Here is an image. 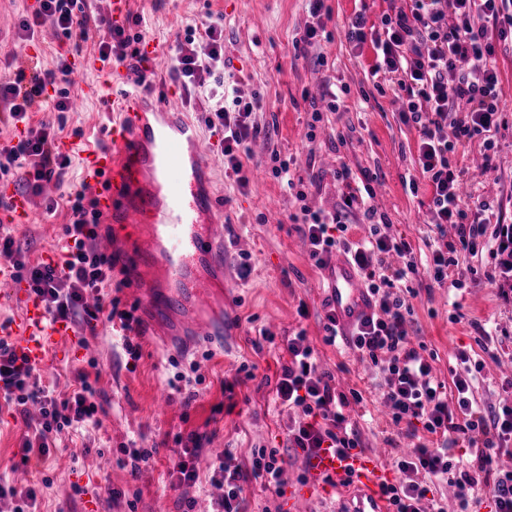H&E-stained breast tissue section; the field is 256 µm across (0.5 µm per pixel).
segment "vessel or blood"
<instances>
[{
    "instance_id": "vessel-or-blood-1",
    "label": "vessel or blood",
    "mask_w": 512,
    "mask_h": 512,
    "mask_svg": "<svg viewBox=\"0 0 512 512\" xmlns=\"http://www.w3.org/2000/svg\"><path fill=\"white\" fill-rule=\"evenodd\" d=\"M78 67L104 76L88 85L85 97L106 100L112 123L104 144L85 143L83 181L93 193L102 223L111 225L108 244L151 327L167 322L182 306L195 310L184 323L199 336L223 334L224 319L213 314L215 291L224 285V218L213 187L198 121L187 112L175 90L159 95L126 91L121 64L84 57ZM28 196L11 194L0 215L26 223ZM326 296L343 330L371 315L360 278L342 255L325 272ZM0 281L12 284V299L21 313L8 333L18 354L35 367L47 365L51 353L68 342V324L53 320L43 304L13 280L8 263L0 264ZM310 484L340 483L352 477L356 505L346 512H387L381 487L389 474L367 456L321 452L309 463Z\"/></svg>"
}]
</instances>
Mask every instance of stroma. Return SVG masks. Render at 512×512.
<instances>
[{
	"label": "stroma",
	"instance_id": "35a3bbf8",
	"mask_svg": "<svg viewBox=\"0 0 512 512\" xmlns=\"http://www.w3.org/2000/svg\"><path fill=\"white\" fill-rule=\"evenodd\" d=\"M404 0H326L331 18L326 37L304 43L311 22L309 0H132L131 15L142 19L143 39L161 51L157 72L170 79L174 49L187 27L204 30L211 22L224 25V58L244 99L260 96L262 106L252 114L260 132L251 143L246 165L251 181L239 186L224 171L220 149L207 160L214 168L224 201V247L233 260L224 278V335L158 336L142 332L140 357L131 360L121 347L120 327L99 322L96 336L72 324L67 345L39 371L43 386L57 395L69 393L76 370L96 369L94 400L102 425L63 433L50 459L22 457L25 428L13 408L0 399V480L23 490L37 491L38 512H183L184 497L196 499L195 512H210L222 491L211 480L219 455L245 461L256 448H276L286 459L283 486L309 481L306 460L288 446V426L302 413L280 405L272 389L287 355L284 337L304 332L323 367L344 387L362 390L366 415L359 428L365 453L392 468L396 451L389 441V417L371 387L375 371L346 342L325 341L324 272L309 257L308 246L292 228L290 214L299 205L286 183L272 172L271 154L291 159L295 177L309 182L305 203L314 210H334L342 188L334 181L337 167L347 166L354 177H369L375 189L373 205L392 236L407 238L419 265L409 288L415 292L408 333L414 343L433 354L438 379L450 382L452 356L468 350L483 362L475 392L478 404L490 408L512 405V283L504 280L500 257L485 251L459 254L465 273L461 287L434 283L425 267L436 234L430 224L431 191L421 180L418 133L399 120L402 103L392 94L378 93L372 67L371 43L354 46L346 37L347 23L357 11L369 21L402 6ZM20 5L9 0L0 22V75L20 69L57 65L61 37L44 25L34 41L19 37ZM327 67H318V57ZM500 106L503 121L490 137L497 149L486 160L482 140L459 149L453 160L466 184L493 201L494 214L512 225V44H497ZM345 89L339 111L312 123L310 101L324 88ZM112 121L99 99H89L78 112L45 109L31 113L30 126L53 124L58 142L102 137ZM418 178L411 194L405 181ZM27 223L9 230L23 254L41 259L60 251L66 241L68 206L60 195L32 196ZM248 255L251 273L240 279L237 260ZM211 358H204L205 350ZM198 370H191V363ZM255 366V377L225 394V382L235 380L240 365ZM197 372L202 382L195 401L170 387L174 375ZM193 431L210 441L198 459L199 480L188 493L171 486L169 471L178 447L171 439ZM159 445L158 455L125 465V448ZM121 493L119 500L104 487Z\"/></svg>",
	"mask_w": 512,
	"mask_h": 512
}]
</instances>
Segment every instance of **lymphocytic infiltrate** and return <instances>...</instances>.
Listing matches in <instances>:
<instances>
[{"label":"lymphocytic infiltrate","mask_w":512,"mask_h":512,"mask_svg":"<svg viewBox=\"0 0 512 512\" xmlns=\"http://www.w3.org/2000/svg\"><path fill=\"white\" fill-rule=\"evenodd\" d=\"M37 10L26 13L20 24L21 39L34 38L38 27L51 23L69 41L86 39L91 27L102 20L87 0H38ZM349 42L372 43L376 54L374 72L384 74L394 96L403 102L400 119L418 133V162L431 188L430 222L437 231L446 226L456 230L454 239L432 250L428 272L437 284L448 281V270L456 263L458 251L475 252L485 245L487 235L498 239L501 250L512 248V225L500 224L488 230L486 212L492 205L481 200L475 212H468L460 194L462 172L449 155L474 139L484 141L486 150L495 145L486 135L499 123V74L495 44L512 38V0H409L407 7L383 14L378 23L368 24L364 13H355L347 30ZM173 71L187 101L210 100L204 117L206 127L220 134L224 169L239 185L249 178L244 161L251 156L250 144L259 129L251 116L259 104L232 95L224 84V30L211 23L204 35L187 32L175 50ZM73 72L67 54H60L56 70H18L0 79V110L16 122L26 121L29 112L52 103L54 111L69 109L66 82ZM214 76L215 86L203 90L200 73ZM70 165L60 152L52 125L43 123L29 129L17 144L0 150V173L18 172L26 187L38 191L41 180ZM344 188L334 213L311 210L307 194L297 190L301 203L292 221L309 245V256L317 268H326L333 253L346 255L360 273L376 308L372 317L355 327L349 344L361 357L379 367L384 376L383 404L398 435L413 446L400 456L397 483L384 485L389 512H446L441 501L430 497L427 477L449 481L461 512L480 488L491 489L494 512H512V470L502 469L501 457L512 458V406L481 410L474 397L479 362L467 351L454 356L452 381L435 379L431 363L411 347L407 317L411 312L400 287L401 281L416 273L413 247L403 237L388 234L375 221L371 185L355 188L348 167L336 171ZM69 222L66 245L60 262H26L10 234L0 233V261L14 269L53 318L81 319L96 327L99 319L119 322L126 333L123 349L138 359L140 347L132 333L138 318L118 307L103 303L87 305L84 292L112 285V258L92 248L100 224L95 220V202L84 190L69 188ZM362 214L370 223L360 239L348 235L350 218ZM288 360L274 388L281 404L300 408L301 421L288 427V443L311 459L326 449L343 454L362 450L361 433L351 411L361 404L359 390L339 391L334 376L320 369L313 348L304 333L284 340ZM75 386L64 397L41 385L35 368L19 356L13 343L0 338V397L6 403L39 407L36 420L26 421L22 443L24 456L46 458L63 432L86 426H100L98 408L91 397L89 375L77 371ZM207 441L196 431L177 437L178 457L170 471L176 487H193L199 477L196 461ZM474 448V459L455 452L459 443ZM283 457L277 449L253 452L248 467L232 457H220L213 479L224 488L215 512H240L247 478L260 480L265 488L280 489Z\"/></svg>","instance_id":"lymphocytic-infiltrate-1"}]
</instances>
